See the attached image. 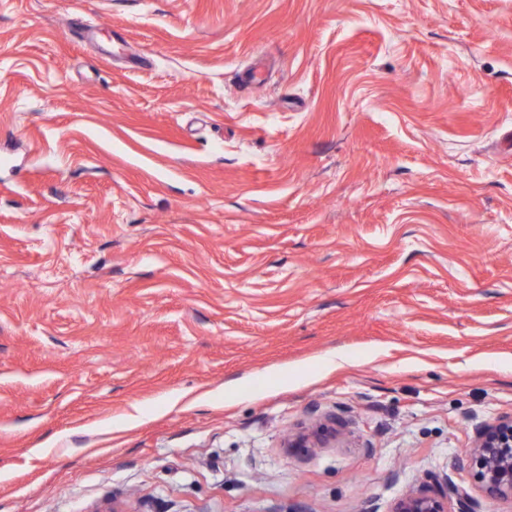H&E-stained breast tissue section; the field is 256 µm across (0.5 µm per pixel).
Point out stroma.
<instances>
[{"label": "stroma", "mask_w": 512, "mask_h": 512, "mask_svg": "<svg viewBox=\"0 0 512 512\" xmlns=\"http://www.w3.org/2000/svg\"><path fill=\"white\" fill-rule=\"evenodd\" d=\"M510 415L512 0H0V512H512ZM465 455L481 491L489 498L512 502V416L482 426ZM391 512H451L448 500L434 491H410L399 497Z\"/></svg>", "instance_id": "1"}]
</instances>
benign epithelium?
<instances>
[{"label": "benign epithelium", "instance_id": "obj_1", "mask_svg": "<svg viewBox=\"0 0 512 512\" xmlns=\"http://www.w3.org/2000/svg\"><path fill=\"white\" fill-rule=\"evenodd\" d=\"M289 448H322L324 439L309 429L287 440ZM465 455L472 476L489 498L512 501V416L482 426ZM391 512H448V501L434 491H410L399 497Z\"/></svg>", "mask_w": 512, "mask_h": 512}]
</instances>
